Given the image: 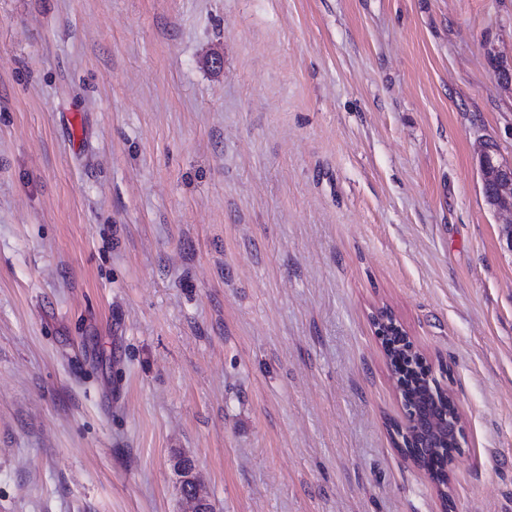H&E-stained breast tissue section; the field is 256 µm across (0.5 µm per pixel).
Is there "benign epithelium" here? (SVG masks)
<instances>
[{"label":"benign epithelium","instance_id":"obj_1","mask_svg":"<svg viewBox=\"0 0 512 512\" xmlns=\"http://www.w3.org/2000/svg\"><path fill=\"white\" fill-rule=\"evenodd\" d=\"M480 166L483 181L494 185V191L487 193L489 203L499 209L512 208V162L500 157L489 147H484L481 153ZM375 334L381 345L389 349L394 347L390 331L398 333L401 343L408 346L411 356L414 357L424 371L427 387L434 397L449 402L448 413L435 420L429 430H420L418 415L420 408L411 407L406 398H401L404 410V423L396 427V445L417 465H422L428 453L434 452L443 456L441 470L430 473L436 486L443 496H448V471L454 458L463 452L465 432L462 417L458 407L452 402L448 388L436 377L435 370L430 362L419 352L407 332L398 320L388 311H378L372 317ZM174 468L180 475V494L190 506L189 512H211L210 501L198 483L194 469L186 468L179 461H174Z\"/></svg>","mask_w":512,"mask_h":512}]
</instances>
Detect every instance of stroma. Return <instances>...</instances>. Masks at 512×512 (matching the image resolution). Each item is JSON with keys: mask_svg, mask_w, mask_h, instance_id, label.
Wrapping results in <instances>:
<instances>
[{"mask_svg": "<svg viewBox=\"0 0 512 512\" xmlns=\"http://www.w3.org/2000/svg\"><path fill=\"white\" fill-rule=\"evenodd\" d=\"M512 0H0V512H512ZM446 383L447 495L371 316ZM483 183L488 182L494 185V191L489 185L484 189L489 203L499 209L512 208V162L500 157L497 152L492 151L485 145L480 159ZM372 322L375 334L380 340L384 352L387 353L385 346L389 349L394 347L390 334V330L393 329L398 333V337L401 340L400 345H407L411 356L423 368V377L434 398L438 399L440 397L445 402H448V400L450 402L448 414H443L441 418L435 420L426 433L422 432L418 423V415L422 413L423 409L411 407L407 403L406 397H403V391L407 389L406 385L410 387L411 381L415 382L416 372L409 368L411 362L403 351L397 348L392 350V357H394L393 365L396 371H400L402 366L406 383L401 379V375L393 370L396 389L404 410V423L396 427L394 438L396 445L402 448L404 453L420 467L423 464L424 458L429 455L428 453H432L431 449L428 448H434L435 454L442 455L443 462L439 455L436 456L438 464L441 466L443 463L442 469L434 471V473L429 472V474L443 496L447 495L449 467L454 458L463 452V444L465 443L464 426L458 407L449 394L448 388L437 379L432 364L419 352L410 336H408L407 332L390 312L384 310L376 312L372 317ZM423 377L421 376V378ZM434 453L433 455H435ZM180 459L185 458L175 459L174 468L180 475L179 490L181 497L190 506L189 512H210V501L195 477L193 466L185 468L183 464L179 463Z\"/></svg>", "mask_w": 512, "mask_h": 512, "instance_id": "stroma-1", "label": "stroma"}]
</instances>
